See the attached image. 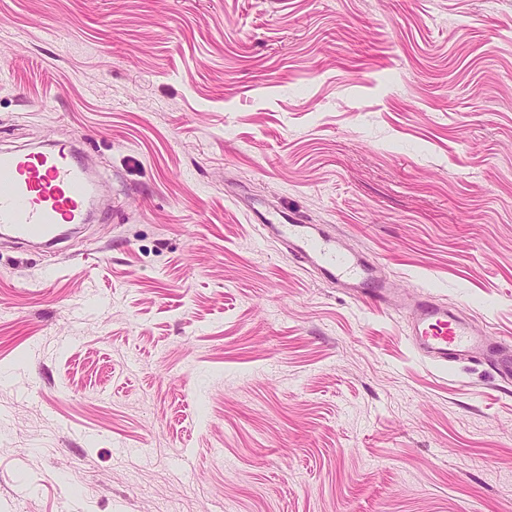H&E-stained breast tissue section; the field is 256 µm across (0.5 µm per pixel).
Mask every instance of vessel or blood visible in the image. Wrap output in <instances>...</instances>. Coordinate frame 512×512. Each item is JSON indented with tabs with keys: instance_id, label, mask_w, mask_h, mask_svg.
<instances>
[{
	"instance_id": "vessel-or-blood-1",
	"label": "vessel or blood",
	"mask_w": 512,
	"mask_h": 512,
	"mask_svg": "<svg viewBox=\"0 0 512 512\" xmlns=\"http://www.w3.org/2000/svg\"><path fill=\"white\" fill-rule=\"evenodd\" d=\"M98 186L77 149L62 145L47 151H0V229L31 243H53L67 224L84 223ZM266 238L286 245L289 255L313 268L319 277L343 288L371 307H400L393 282L380 275L364 253L342 245L322 225L308 224L291 211L256 212ZM408 339L418 354L439 366L461 357L490 363L512 379V353L491 341L457 312L427 298L409 304Z\"/></svg>"
}]
</instances>
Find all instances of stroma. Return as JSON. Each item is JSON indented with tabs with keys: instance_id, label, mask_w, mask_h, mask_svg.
Returning <instances> with one entry per match:
<instances>
[{
	"instance_id": "obj_1",
	"label": "stroma",
	"mask_w": 512,
	"mask_h": 512,
	"mask_svg": "<svg viewBox=\"0 0 512 512\" xmlns=\"http://www.w3.org/2000/svg\"><path fill=\"white\" fill-rule=\"evenodd\" d=\"M60 141L101 204L0 235V512H512V383L249 216L512 340V0H0V149ZM255 220L266 238L286 245L288 254L313 268L326 283L336 284L351 297L375 309L407 306L408 339L418 354L439 366L460 357L489 362L504 380L512 379V353L486 332L475 329L457 312L427 298L406 304L394 283L379 274L378 265L363 252L342 245L320 224H306L291 211L261 212Z\"/></svg>"
}]
</instances>
